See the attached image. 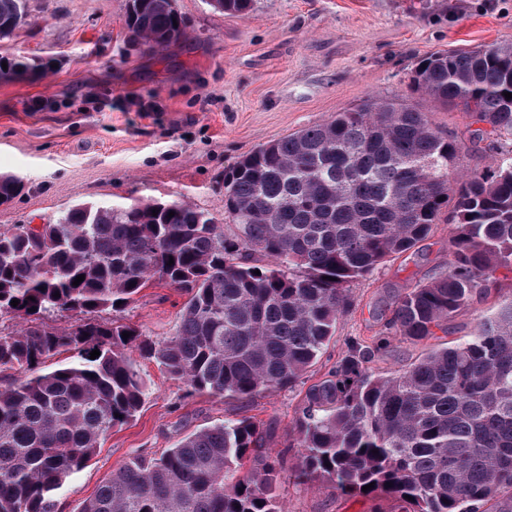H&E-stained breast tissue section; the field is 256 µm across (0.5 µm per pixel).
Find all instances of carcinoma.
Masks as SVG:
<instances>
[{"instance_id":"obj_1","label":"carcinoma","mask_w":512,"mask_h":512,"mask_svg":"<svg viewBox=\"0 0 512 512\" xmlns=\"http://www.w3.org/2000/svg\"><path fill=\"white\" fill-rule=\"evenodd\" d=\"M251 2L212 7L244 14ZM24 20V0H0L1 38ZM125 24L151 49L186 36L172 0H128ZM2 63L3 81L43 75L16 58ZM411 82L488 125L477 136L499 143L495 163L460 170L459 140L416 106L371 96L242 156L224 174L229 234L189 202L158 201L82 204L55 224L0 227V320L17 323L0 333V512H57L99 439L141 407L135 352L189 393L249 400L299 382L350 305L346 284L438 224L451 227L452 259L398 300L393 335L420 342L448 332L451 318L496 289L499 272L512 273V149L501 145L512 141V44L433 52ZM19 190L0 176V204ZM252 251L268 263H251ZM153 278L188 294L173 336L152 343L98 320ZM63 313L73 328L34 325ZM62 351L67 364L41 371ZM372 352L351 345L307 389L295 477L385 496L400 512H512V300L475 336L394 373H371ZM268 445L249 418L201 429L158 457L121 464L81 512H285L273 485L283 456Z\"/></svg>"}]
</instances>
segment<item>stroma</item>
<instances>
[{
    "mask_svg": "<svg viewBox=\"0 0 512 512\" xmlns=\"http://www.w3.org/2000/svg\"><path fill=\"white\" fill-rule=\"evenodd\" d=\"M127 0H25L26 20L0 39V56L50 64L42 79L0 81V174L22 183L0 205V227L45 224L80 203L120 207L187 201L224 219V172L259 145L321 123L377 94L420 103L410 77L417 61L443 49L512 43V0H253L244 15L208 0H175L187 36L151 50L126 36ZM439 132L463 144L462 169L496 155L473 138L472 118L430 107ZM447 225L416 252L381 262L347 286L350 306L316 364L293 387L249 400L186 393L155 360L138 364L143 404L113 429L58 498L80 512L111 472L136 455L157 456L184 436L228 420L261 423L284 451L276 480L286 512H391L393 504L311 485L292 468L300 401L356 342L374 347L372 373L403 368L433 343L469 339L512 298V275L485 301L460 310L436 341L412 342L386 327L399 297L446 269ZM188 296L156 280L114 320L158 342L172 336Z\"/></svg>",
    "mask_w": 512,
    "mask_h": 512,
    "instance_id": "1",
    "label": "stroma"
}]
</instances>
